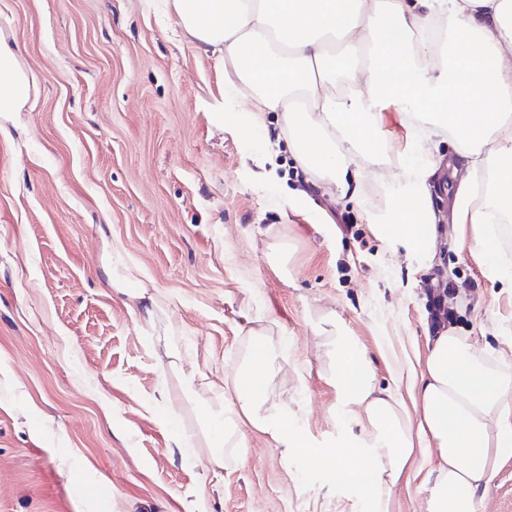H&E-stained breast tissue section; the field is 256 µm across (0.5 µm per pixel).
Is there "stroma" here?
I'll return each instance as SVG.
<instances>
[{
    "mask_svg": "<svg viewBox=\"0 0 512 512\" xmlns=\"http://www.w3.org/2000/svg\"><path fill=\"white\" fill-rule=\"evenodd\" d=\"M0 33L34 81L18 128L0 135V512H366L302 453L258 433L214 474L203 405L233 399L247 321L283 340L275 383L291 431L336 449L349 425L314 325L335 315L381 380L417 392L428 292L450 301L478 347L512 328V289L489 276L476 224L453 221V139L434 138L432 206L446 234L432 268L372 233L414 130L383 111L388 180L366 208L301 172L279 115L243 136L224 121L223 70L160 0H0ZM163 297L192 393L163 374L141 310L103 287L98 228ZM289 245V276L271 264Z\"/></svg>",
    "mask_w": 512,
    "mask_h": 512,
    "instance_id": "1",
    "label": "stroma"
}]
</instances>
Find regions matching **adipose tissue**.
I'll return each instance as SVG.
<instances>
[{"label":"adipose tissue","instance_id":"1","mask_svg":"<svg viewBox=\"0 0 512 512\" xmlns=\"http://www.w3.org/2000/svg\"><path fill=\"white\" fill-rule=\"evenodd\" d=\"M200 50L223 66L226 123L244 134L280 115L295 160L326 192L365 207L352 182L378 175L384 106L418 127L401 168L402 191L374 235L407 262L434 264L441 227L431 204L437 166L423 149L447 131L466 159L454 221L489 224L512 215V0H163ZM33 85L0 36V133L22 112ZM100 275L143 305L157 347L158 294L138 283L123 253L101 233ZM336 413L353 424L344 451L302 446L288 428L273 375L279 344L264 326L244 332L234 401L207 407L223 426L205 439L212 466L244 459L246 434L302 450L326 484L353 492L368 512H397L400 487L417 484L424 512H479L480 496L512 456V359L480 350L455 326L430 336L417 395L406 403L382 383L342 323L323 330Z\"/></svg>","mask_w":512,"mask_h":512}]
</instances>
